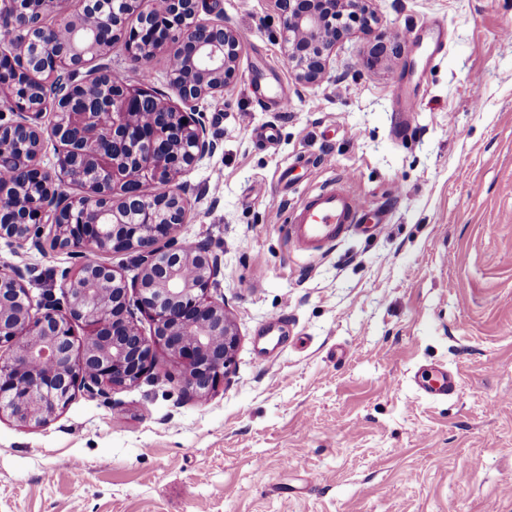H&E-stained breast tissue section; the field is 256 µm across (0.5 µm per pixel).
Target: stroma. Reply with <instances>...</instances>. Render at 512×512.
<instances>
[{
	"mask_svg": "<svg viewBox=\"0 0 512 512\" xmlns=\"http://www.w3.org/2000/svg\"><path fill=\"white\" fill-rule=\"evenodd\" d=\"M371 30L300 84L274 0H209L243 49L223 96L195 104L219 141L178 178L177 238L222 260L212 297L239 334L207 400L153 379L77 394L41 428L0 420V512H512V0H370ZM434 21V59L406 45L367 67L374 34ZM284 87L291 104L261 102ZM274 128L273 146L256 143ZM381 233L302 252L287 207L340 174ZM70 254L0 240L33 297ZM447 368V399L420 394ZM421 378L422 381L417 382L418 389L423 395L434 400L448 397L457 387L454 377L442 369L428 371Z\"/></svg>",
	"mask_w": 512,
	"mask_h": 512,
	"instance_id": "1",
	"label": "stroma"
}]
</instances>
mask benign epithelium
Here are the masks:
<instances>
[{"label": "benign epithelium", "mask_w": 512, "mask_h": 512, "mask_svg": "<svg viewBox=\"0 0 512 512\" xmlns=\"http://www.w3.org/2000/svg\"><path fill=\"white\" fill-rule=\"evenodd\" d=\"M199 2L167 0L161 19L149 0H108L90 29L69 13L67 0H0V32L26 40L0 53V100L17 116L0 117V172L26 190L0 208V240L36 246L49 225L54 247L77 259L74 270L61 273L59 298L34 299L26 268L0 272V418L44 427L80 391L106 397L149 377L160 351L179 371L182 393L197 399L209 396L233 363L238 332L224 301L209 296L221 258L173 236L189 206L174 182L218 149L206 115L181 112L148 86L111 91L102 82L99 106L111 116L103 130L97 113L67 110L69 94H46L47 82L90 66L101 34L123 42L133 70L145 53L154 57L175 46L182 73L171 75L170 89L186 106L223 93L237 76L242 44L224 18L199 19ZM365 2L276 0L284 50L299 81L320 82L336 42L355 24L371 26ZM133 12L140 16L134 28L126 23ZM377 41L378 56L389 46L396 57L403 51L394 33ZM35 68L46 76L39 87L30 81ZM148 93L156 112L146 124ZM47 113L53 122L45 131L39 120ZM47 135L60 144L51 172L40 165ZM68 183L81 194L69 195ZM150 185L158 190L148 191ZM89 252L132 254L134 275L101 260L87 264ZM140 315L151 322L148 337ZM77 326L85 329L78 347Z\"/></svg>", "instance_id": "obj_1"}]
</instances>
